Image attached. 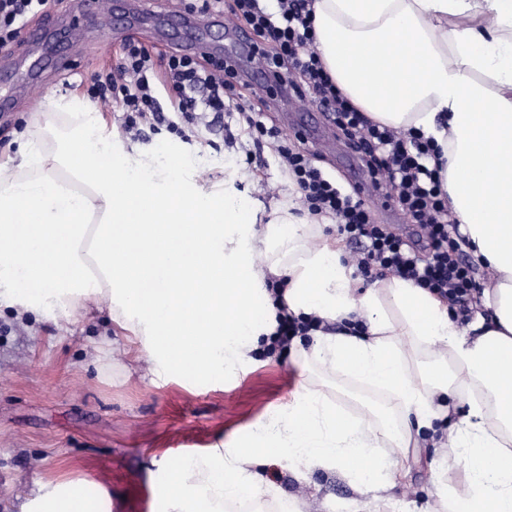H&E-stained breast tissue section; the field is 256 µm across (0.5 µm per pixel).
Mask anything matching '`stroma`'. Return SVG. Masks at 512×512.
<instances>
[{"label": "stroma", "mask_w": 512, "mask_h": 512, "mask_svg": "<svg viewBox=\"0 0 512 512\" xmlns=\"http://www.w3.org/2000/svg\"><path fill=\"white\" fill-rule=\"evenodd\" d=\"M79 20L90 44L80 50L71 71L46 77L44 96L85 94L87 78L115 63L126 38L148 42L142 25L113 29L96 0H54L51 29ZM25 44L0 50V100L12 108L0 117V155L15 154L16 124L32 129L46 117L24 91L20 61L35 53ZM116 148L148 156L165 149L190 160L186 176L195 187L224 195V168L234 165L237 193L257 200L263 221L284 208L305 211L295 186L272 153L263 163L249 161L252 148L238 115L224 119L223 131L201 128L197 141L182 142L167 129L139 138L124 132L121 114L104 107ZM261 339L240 368L221 377H197L178 369L158 379L144 377L135 363L137 342L112 327L106 311L76 319L53 312L18 315L0 305V512H21L39 483L90 478L95 495L107 497L111 512H160L154 499L171 463L222 443L233 446L267 416L288 407L303 389L320 392L329 404L363 393L355 379L335 373L312 356V336L296 337L284 350L269 351ZM440 445L420 435L407 449H392L405 472L392 495L436 508L433 467ZM281 499L298 512H391L387 501L351 486L335 469L318 467L306 478L272 462L262 469Z\"/></svg>", "instance_id": "1"}]
</instances>
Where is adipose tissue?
<instances>
[{"mask_svg":"<svg viewBox=\"0 0 512 512\" xmlns=\"http://www.w3.org/2000/svg\"><path fill=\"white\" fill-rule=\"evenodd\" d=\"M316 50L336 87L369 119L414 128L440 148L448 207L490 283L481 313L459 325L448 305L400 278L359 288L337 243H304L283 212L273 237L287 263L257 267L268 251L257 210L235 192H200L186 160L163 165L116 150L95 108L73 95L47 101L67 126L49 141L21 134L0 160V299L20 314L51 309L72 319L106 306L139 336L151 373L233 371L276 327L264 287L284 278L289 314L321 320L314 354L330 369L388 390L402 427L332 409L304 390L236 446L179 458L162 512H223L237 491L264 490L252 466L278 460L298 474L336 468L356 487L387 491L382 447H409L415 430L446 438L435 495L443 512H512V0H314ZM46 234L20 256L4 226L20 219ZM197 223L195 232L183 231ZM437 348L423 372L407 357ZM468 412L454 418L457 404ZM463 485L447 484L449 466ZM87 480L43 484L22 512H101Z\"/></svg>","mask_w":512,"mask_h":512,"instance_id":"ef3b65f1","label":"adipose tissue"}]
</instances>
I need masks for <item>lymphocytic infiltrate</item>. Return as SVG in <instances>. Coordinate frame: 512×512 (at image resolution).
Returning <instances> with one entry per match:
<instances>
[{
  "label": "lymphocytic infiltrate",
  "instance_id": "1",
  "mask_svg": "<svg viewBox=\"0 0 512 512\" xmlns=\"http://www.w3.org/2000/svg\"><path fill=\"white\" fill-rule=\"evenodd\" d=\"M50 0H0V48L19 43L30 20L46 12ZM269 9L262 0H191L186 10L200 15L227 14L258 36V56L272 72L269 93L283 84L313 98L358 152L379 197L393 202L417 224L425 243L415 249L376 223L359 192L345 191L308 152L289 146L282 131L266 125L261 114L244 119L256 151L270 149L288 170L304 209L311 218L334 221L340 234L357 247L358 271L376 279L392 275L412 282L449 303L455 318L468 320L480 306L482 288L466 255L458 222L448 210L439 167L428 166L429 140L413 129L396 130L370 121L336 89L314 45L313 0H276ZM242 80L235 63L209 53L179 52L153 56L142 43H124L111 70L93 74L88 94L93 101L121 112L125 131L144 135L159 125L186 133L207 116L223 117ZM277 310L272 345L285 347L312 327L311 318L288 314L279 284H271Z\"/></svg>",
  "mask_w": 512,
  "mask_h": 512
}]
</instances>
